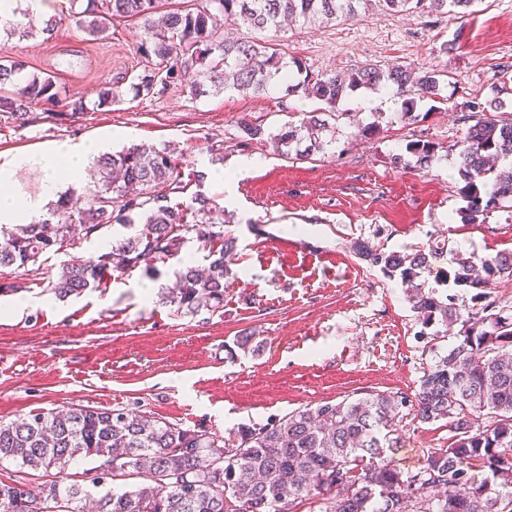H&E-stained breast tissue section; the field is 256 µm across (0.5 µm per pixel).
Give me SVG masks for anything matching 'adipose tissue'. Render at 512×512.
Returning a JSON list of instances; mask_svg holds the SVG:
<instances>
[{
    "instance_id": "1",
    "label": "adipose tissue",
    "mask_w": 512,
    "mask_h": 512,
    "mask_svg": "<svg viewBox=\"0 0 512 512\" xmlns=\"http://www.w3.org/2000/svg\"><path fill=\"white\" fill-rule=\"evenodd\" d=\"M109 145V140L104 138H84L0 157V224L38 223L69 188L68 182L59 177L61 164H68L75 171L84 170L107 153ZM24 169L41 173L39 195L29 197L17 191L16 175Z\"/></svg>"
}]
</instances>
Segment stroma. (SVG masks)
<instances>
[{"instance_id": "obj_1", "label": "stroma", "mask_w": 512, "mask_h": 512, "mask_svg": "<svg viewBox=\"0 0 512 512\" xmlns=\"http://www.w3.org/2000/svg\"><path fill=\"white\" fill-rule=\"evenodd\" d=\"M86 6L87 0H55L53 39L14 37L6 49L28 71L54 74L93 111L60 120L37 105L26 126L1 120L0 153L130 129L132 140L114 141L113 150L130 142L170 145L188 173L210 169L212 139L228 144L225 167L241 158L231 141L242 118L274 129L290 121L280 86L257 97L214 91L195 98L178 88L97 107L101 89L138 72L142 32L122 24L105 40H86L72 20ZM284 37L288 53L319 72L437 61L450 74L445 102L435 109L423 101L424 119L408 125L383 92L360 91L347 102L355 117L336 128L340 156L288 159L254 145L247 154L260 163L234 186L231 205L206 181L204 192L233 214L238 239L223 314L173 315L160 300L161 288L174 282L169 266L153 280L137 271L56 298L48 282L60 264L97 255L124 235L118 225L44 255L26 291L0 297V423L39 410L119 406L225 435L356 391L414 393L437 352L452 344V336L423 334L399 278L360 260L352 244L362 238L411 253L436 242L446 249L445 269L458 253L483 258L512 250L511 211L496 210L483 224L459 221L462 182L449 150L466 131L458 117L468 95H489L500 64L512 63V0H482L463 21L449 15L432 25L415 14L369 12L345 22L294 25ZM450 39L455 50L433 56V47ZM374 121L377 135L360 137L359 125ZM421 136L446 147V155L426 170L413 161L392 167L389 155ZM282 237L296 241L295 254L276 251ZM246 332L257 336L258 351L228 357L226 344ZM447 443V427L411 421L394 458L412 469Z\"/></svg>"}]
</instances>
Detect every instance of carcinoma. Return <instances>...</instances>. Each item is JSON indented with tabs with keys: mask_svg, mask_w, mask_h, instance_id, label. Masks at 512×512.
<instances>
[{
	"mask_svg": "<svg viewBox=\"0 0 512 512\" xmlns=\"http://www.w3.org/2000/svg\"><path fill=\"white\" fill-rule=\"evenodd\" d=\"M480 0H90L76 16L84 35L98 40L117 24L141 25L140 69L129 84L133 98L163 95L177 86L194 97L214 87L259 96L286 85V96L314 102L298 123L273 132L244 120L234 146L269 145L281 156L335 155L336 124L343 103L359 91L389 89L404 123L419 118L417 106L440 98L447 71L376 65L343 72L310 69L277 43L283 22L350 20L359 13L421 16L471 14ZM246 28L250 37L230 39L223 25ZM273 37H268V34ZM25 64L0 47V118L21 127L32 106H61L58 119L88 110L83 98L67 95L56 76L22 75ZM466 125L457 150L465 206L464 224H484L493 210L512 203V104L474 95L463 103ZM421 168L439 145L423 139L406 144ZM98 188L66 193L37 224L0 227V269L15 281L0 294L24 289L25 276L40 258L101 236L118 224L131 233L87 260L60 265L50 290L59 298L104 288L113 277L141 271L155 278L177 260L175 286L162 300L176 316L224 313L237 238L224 211L206 195H180L206 180L203 171L184 173L175 149L136 145L97 160ZM205 252V264L181 257L190 241ZM354 253L405 287L423 324L454 328V343L423 373L419 389L366 391L327 401L228 436L183 428L145 413L91 406L31 413L0 424V463L63 473L79 460L89 484L50 480L37 486L0 481V512H512V306L490 298L486 288L512 284V251L478 259L456 254L443 278L474 291V304L460 308L454 296L427 287L444 248L386 252L368 240ZM448 423V447L427 453L414 471L401 470L392 455L403 422Z\"/></svg>",
	"mask_w": 512,
	"mask_h": 512,
	"instance_id": "cac0c4a2",
	"label": "carcinoma"
}]
</instances>
